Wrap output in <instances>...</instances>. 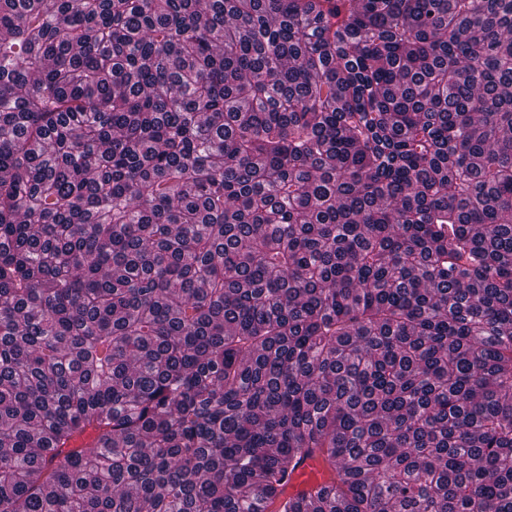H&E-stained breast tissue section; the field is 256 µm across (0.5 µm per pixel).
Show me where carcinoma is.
<instances>
[{"mask_svg": "<svg viewBox=\"0 0 512 512\" xmlns=\"http://www.w3.org/2000/svg\"><path fill=\"white\" fill-rule=\"evenodd\" d=\"M0 512H512V0H0ZM324 477V469L320 459L315 455L307 457L292 473L288 493L296 494L322 481Z\"/></svg>", "mask_w": 512, "mask_h": 512, "instance_id": "1", "label": "carcinoma"}]
</instances>
